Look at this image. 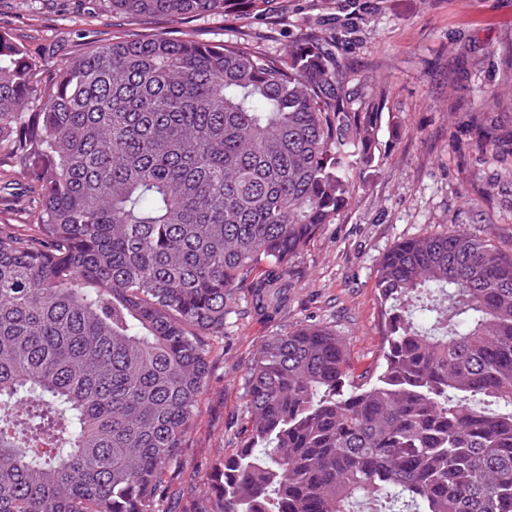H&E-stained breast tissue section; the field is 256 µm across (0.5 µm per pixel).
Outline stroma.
<instances>
[{
	"mask_svg": "<svg viewBox=\"0 0 512 512\" xmlns=\"http://www.w3.org/2000/svg\"><path fill=\"white\" fill-rule=\"evenodd\" d=\"M0 30L49 74L118 37L245 40L278 54L311 30L332 37L346 62L354 109L382 115L376 163L295 258L286 309L259 316L240 296L223 335L205 337L208 384L166 512H196L210 460L235 448L247 367L267 337L319 324L343 338L357 370L375 371L384 325L375 275L393 244L461 229L512 253V0H273L264 16L178 23L98 13L89 0H0Z\"/></svg>",
	"mask_w": 512,
	"mask_h": 512,
	"instance_id": "stroma-1",
	"label": "stroma"
}]
</instances>
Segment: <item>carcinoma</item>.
Wrapping results in <instances>:
<instances>
[{
	"instance_id": "obj_1",
	"label": "carcinoma",
	"mask_w": 512,
	"mask_h": 512,
	"mask_svg": "<svg viewBox=\"0 0 512 512\" xmlns=\"http://www.w3.org/2000/svg\"><path fill=\"white\" fill-rule=\"evenodd\" d=\"M174 21L272 0H92ZM319 33L267 55L162 35L50 78L0 32V512H164L240 294L274 312L292 259L375 163ZM383 363L318 324L268 337L239 446L196 512H512V255L460 230L381 259Z\"/></svg>"
}]
</instances>
